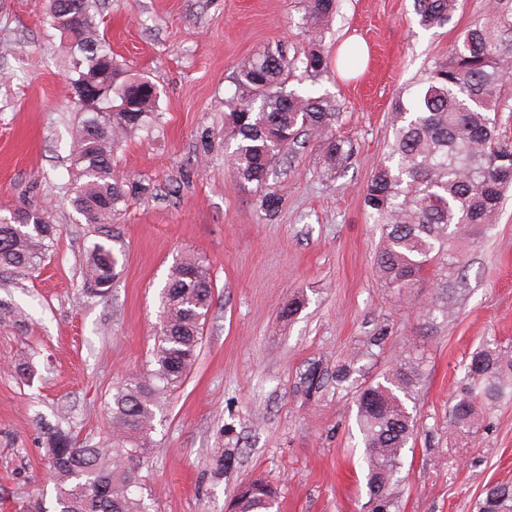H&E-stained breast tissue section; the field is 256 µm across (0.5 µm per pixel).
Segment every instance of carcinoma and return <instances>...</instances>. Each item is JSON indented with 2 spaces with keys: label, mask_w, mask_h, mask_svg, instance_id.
<instances>
[{
  "label": "carcinoma",
  "mask_w": 512,
  "mask_h": 512,
  "mask_svg": "<svg viewBox=\"0 0 512 512\" xmlns=\"http://www.w3.org/2000/svg\"><path fill=\"white\" fill-rule=\"evenodd\" d=\"M458 0H414L419 23L441 28ZM93 0H49L52 27L69 31L70 60L77 78L70 88L112 68V101L86 107V119L72 134L77 172L70 189L75 209L88 224H110L127 197L128 179L116 173L112 149L152 120L158 96L145 78H122L123 70L94 26ZM336 12V0H306L304 19L316 30ZM304 70L320 76L328 57L312 50L301 59ZM288 60L281 49H267L242 64L237 83L243 102L225 115V136L235 143L232 168L243 184H267L279 159L301 136L324 150L330 172L344 166L353 149L333 131L332 105L278 91ZM512 77V19L502 13L476 20L448 55L428 68L413 96L394 105L396 126L391 154L373 171L363 202L384 235L376 265L390 288H407L434 264L440 275L457 268L460 257L450 242L485 233L512 184V144L501 140L498 113L506 107L502 85ZM56 225L45 211L17 208L0 220V268H35L51 247ZM112 235L88 249L83 287L99 295L112 288L119 258ZM213 278L198 258L176 261L161 295L162 320L146 370L126 381L108 404L110 431L100 445H81L61 426L44 431L49 473L58 488L59 512H146L130 467L153 446L160 395L177 390L194 366L213 300ZM422 358L408 354L396 361L383 381L366 386L357 400L363 435V460L375 512H398L396 485L405 449L414 432L407 401L422 380ZM466 387L449 412V423L472 426L477 407L512 396V356L492 343L471 353ZM276 489L255 479L243 484L232 512H267ZM477 512H512V484H497L476 503Z\"/></svg>",
  "instance_id": "carcinoma-1"
}]
</instances>
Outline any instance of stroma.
Returning <instances> with one entry per match:
<instances>
[{
    "mask_svg": "<svg viewBox=\"0 0 512 512\" xmlns=\"http://www.w3.org/2000/svg\"><path fill=\"white\" fill-rule=\"evenodd\" d=\"M46 8L0 0V215L43 209L58 227L39 267L0 273V512L33 501L56 512L40 421L62 414L81 443L105 437L104 407L145 368L160 291L189 255L209 263L214 298L198 360L163 397L155 445L134 464L149 512H225L256 478L276 487L280 512H367L356 392L408 349L424 367L400 512H475L486 487L512 481V397L481 406L473 429L448 422L470 354L489 339L512 353V189L480 239L455 242L462 262L444 289L433 270L405 292L385 286L382 229L363 204L394 139L395 99L475 20L512 14V0H459L434 29L419 25L414 0H337L316 40L305 0H100L95 21L114 57L159 90L154 129L114 150L131 190L112 223L118 274L102 297L82 287L97 235L68 192L70 131L86 112L67 96L72 48ZM352 46L357 64L342 65ZM273 47L292 61L283 91L337 104L333 128L354 153L329 176L307 143L259 189L232 174L224 114L239 63ZM315 47L332 60L316 79L301 64ZM266 191L279 198L271 217L259 206ZM437 293L450 316L427 312ZM217 448L235 451L221 472Z\"/></svg>",
    "mask_w": 512,
    "mask_h": 512,
    "instance_id": "1",
    "label": "stroma"
}]
</instances>
